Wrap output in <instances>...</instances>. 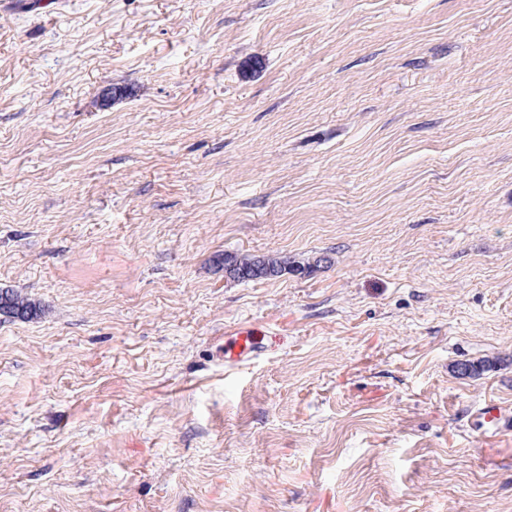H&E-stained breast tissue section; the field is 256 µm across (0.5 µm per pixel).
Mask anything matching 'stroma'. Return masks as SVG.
<instances>
[{
  "mask_svg": "<svg viewBox=\"0 0 512 512\" xmlns=\"http://www.w3.org/2000/svg\"><path fill=\"white\" fill-rule=\"evenodd\" d=\"M0 286V512H512V0H0ZM224 272L233 281L243 282L279 277L285 274L309 276L325 262L324 257L310 260L288 261L278 255L254 256L250 254H225ZM44 312L40 303L13 288H0V318L4 321H28ZM230 336L224 340V367L227 370L239 368L266 351L267 334L258 328H240Z\"/></svg>",
  "mask_w": 512,
  "mask_h": 512,
  "instance_id": "obj_1",
  "label": "stroma"
}]
</instances>
